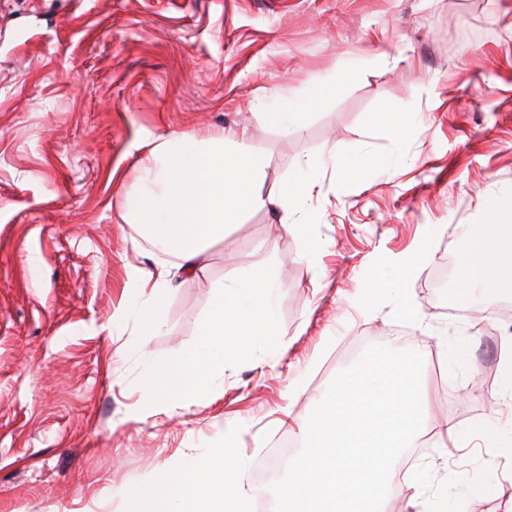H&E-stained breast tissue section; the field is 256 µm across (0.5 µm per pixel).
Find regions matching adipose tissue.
Wrapping results in <instances>:
<instances>
[{
	"label": "adipose tissue",
	"mask_w": 512,
	"mask_h": 512,
	"mask_svg": "<svg viewBox=\"0 0 512 512\" xmlns=\"http://www.w3.org/2000/svg\"><path fill=\"white\" fill-rule=\"evenodd\" d=\"M343 90L336 78L318 76L296 97L271 100L267 119L285 132H299L317 104ZM325 165L320 157L297 163L278 190L261 189L266 162L249 144L246 132L189 134L160 139L140 162V185L125 198L128 223L139 225L160 251L179 267L195 271L214 243L223 241L244 214L272 210L289 220L319 187ZM418 257L380 267L366 298L405 292ZM131 288L126 312L141 335L160 331L159 311L172 283L168 267L144 274L128 272ZM458 290L472 296H497L512 290V223L492 210L486 224L467 237ZM198 342L173 363H154L143 373L152 391L149 407L176 405L213 387L229 356L273 344L277 323V283L269 274L217 282ZM509 405H492L477 424L433 421L432 394L417 358L371 353L338 374L317 396L309 416L299 422L302 452L288 465L290 475L274 491L275 512H383L394 491L402 490L397 459L433 436L459 447L481 432L488 456L512 447V390ZM247 461L228 445L208 459H194L159 472L136 496L124 499L122 512H251L254 488L245 482Z\"/></svg>",
	"instance_id": "ef3b65f1"
}]
</instances>
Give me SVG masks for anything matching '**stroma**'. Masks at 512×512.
I'll list each match as a JSON object with an SVG mask.
<instances>
[{"label":"stroma","instance_id":"35a3bbf8","mask_svg":"<svg viewBox=\"0 0 512 512\" xmlns=\"http://www.w3.org/2000/svg\"><path fill=\"white\" fill-rule=\"evenodd\" d=\"M318 74L347 91L301 134L271 126L263 99ZM387 112L416 124L396 135ZM243 127L264 191L325 158L305 236L246 214L202 269H172L160 333L114 321L129 265L163 260L123 218L149 141ZM340 158L361 174L339 180ZM491 206L512 212V0H0V512H120V491L229 435L249 476L273 458L287 478L278 440L298 435L285 417H307L372 349L424 359L440 416L484 419L507 328L429 280ZM423 250L402 298L365 307L376 265ZM263 272L277 282L275 345L226 362L202 397L148 410L143 371L196 342L213 283ZM399 467L425 471V512L512 507V461L480 448H411Z\"/></svg>","mask_w":512,"mask_h":512}]
</instances>
